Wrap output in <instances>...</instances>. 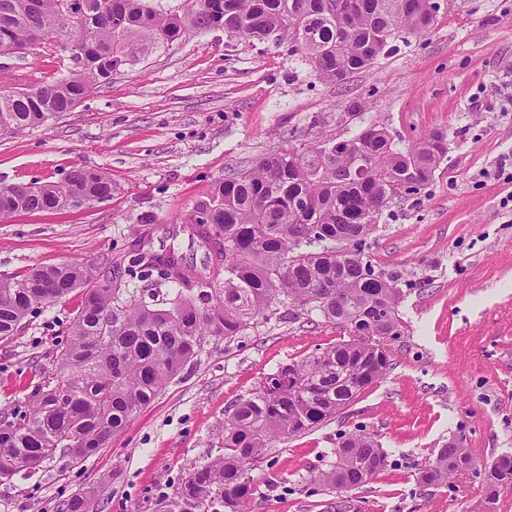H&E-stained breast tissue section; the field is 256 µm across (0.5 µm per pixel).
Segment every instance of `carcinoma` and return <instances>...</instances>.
Returning <instances> with one entry per match:
<instances>
[{
  "label": "carcinoma",
  "instance_id": "1",
  "mask_svg": "<svg viewBox=\"0 0 512 512\" xmlns=\"http://www.w3.org/2000/svg\"><path fill=\"white\" fill-rule=\"evenodd\" d=\"M432 0H182L165 9L152 0H0V55L68 52L83 43L82 62L52 81L21 90L0 88V130L39 125L71 112L112 72L131 67L190 32L222 28L230 37L275 35L299 54L314 76L339 82L367 69L401 32L431 28ZM448 152V133L433 131L406 150L376 124L354 137L316 143L257 158L224 179L213 196L184 218L187 258L169 248L143 264L141 242L127 264L112 271V287L98 286L91 270L70 262L37 266L22 277L0 278V341L16 335L38 304L65 288H85L71 339L54 373L28 397V412L12 413L0 431V458L37 470L66 458L65 441L80 442L85 456L121 432L160 389L184 369L208 337L232 339L288 303L344 329L350 339L282 366L224 423V454L193 468L159 512H246L257 486L250 470L277 438L304 433L349 406L390 366L387 342L399 336L396 280L374 267L366 239L380 207L415 194L431 180ZM363 163L352 175L353 160ZM112 180L95 169L72 171L59 185L0 184V215L67 211L81 198H112ZM307 201L297 212L293 203ZM210 211L211 225L195 223ZM178 287L169 306L149 303L129 289L133 280ZM112 314V321L105 320ZM335 462L310 480L340 490L366 485L386 467L371 434L338 433ZM475 452L455 441L438 449L417 479L440 485L475 465ZM512 484V457L484 469L471 512H492L499 489Z\"/></svg>",
  "mask_w": 512,
  "mask_h": 512
}]
</instances>
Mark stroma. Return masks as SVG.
I'll return each instance as SVG.
<instances>
[{
  "label": "stroma",
  "mask_w": 512,
  "mask_h": 512,
  "mask_svg": "<svg viewBox=\"0 0 512 512\" xmlns=\"http://www.w3.org/2000/svg\"><path fill=\"white\" fill-rule=\"evenodd\" d=\"M440 3L427 32L338 84L316 79L275 37L245 42L213 29L113 73L64 116L0 131V183L57 184L85 168L116 187L66 213L0 216V276L122 259L141 236H168L225 176L266 153L346 140L373 123L402 149L447 131L431 182L384 207L365 247L403 291L388 373L335 419L264 449L247 512H470L479 469L512 455V207L503 204L512 195V0ZM66 64L56 52L0 57V86L14 70L52 80ZM143 214L154 223H140ZM82 303L77 289L39 304L0 342V412L26 411ZM347 337L315 312L257 320L229 342L209 338L96 454L0 479V512H62L82 489L88 512H157L193 467L223 454L232 405L280 366ZM356 428L375 435L387 467L356 490L310 483L334 461L339 432ZM458 438L475 450L476 470L420 485V465Z\"/></svg>",
  "instance_id": "1"
}]
</instances>
